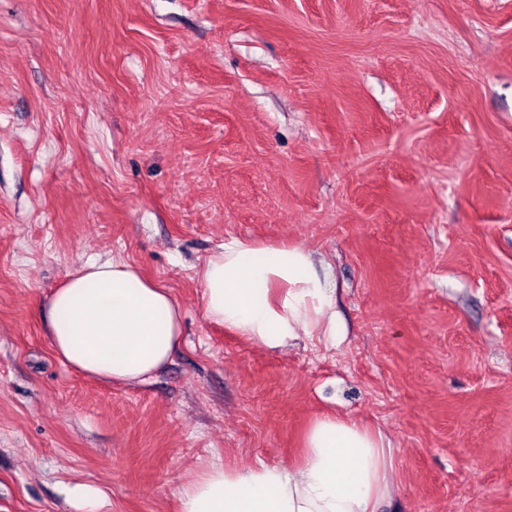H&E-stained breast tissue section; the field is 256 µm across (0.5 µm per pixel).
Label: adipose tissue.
<instances>
[{
	"label": "adipose tissue",
	"instance_id": "1",
	"mask_svg": "<svg viewBox=\"0 0 512 512\" xmlns=\"http://www.w3.org/2000/svg\"><path fill=\"white\" fill-rule=\"evenodd\" d=\"M198 277L206 319L265 349L303 336L332 346L341 333L336 288L302 247L234 239L204 260ZM45 304L54 353L94 379L146 382L181 341L171 292L122 260L87 263ZM393 469L381 432L329 413L312 421L291 467L217 461L187 477L179 512H377Z\"/></svg>",
	"mask_w": 512,
	"mask_h": 512
}]
</instances>
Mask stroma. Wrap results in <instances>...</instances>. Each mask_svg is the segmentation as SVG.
<instances>
[{
  "mask_svg": "<svg viewBox=\"0 0 512 512\" xmlns=\"http://www.w3.org/2000/svg\"><path fill=\"white\" fill-rule=\"evenodd\" d=\"M233 238L313 252L336 347L205 319ZM113 258L183 314L134 386L44 329ZM332 411L390 443L378 512H512V0H0V512H177Z\"/></svg>",
  "mask_w": 512,
  "mask_h": 512,
  "instance_id": "35a3bbf8",
  "label": "stroma"
}]
</instances>
